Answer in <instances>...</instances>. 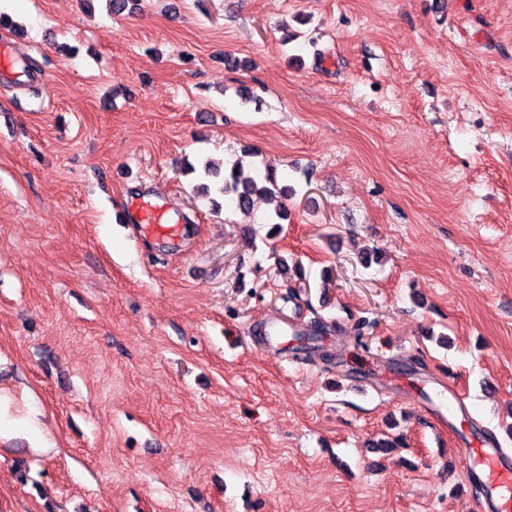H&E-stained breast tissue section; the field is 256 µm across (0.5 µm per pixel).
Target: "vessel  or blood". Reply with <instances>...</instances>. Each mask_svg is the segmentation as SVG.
I'll list each match as a JSON object with an SVG mask.
<instances>
[{"label": "vessel or blood", "mask_w": 512, "mask_h": 512, "mask_svg": "<svg viewBox=\"0 0 512 512\" xmlns=\"http://www.w3.org/2000/svg\"><path fill=\"white\" fill-rule=\"evenodd\" d=\"M129 218L140 225L143 233L170 241L182 232L181 224L171 222L164 207L156 203L140 202ZM429 408L450 424L468 414L463 398L453 391L449 392L447 403L433 402ZM466 440L467 471L480 486V506L492 508L493 512H512V452L492 437L470 434Z\"/></svg>", "instance_id": "vessel-or-blood-1"}]
</instances>
